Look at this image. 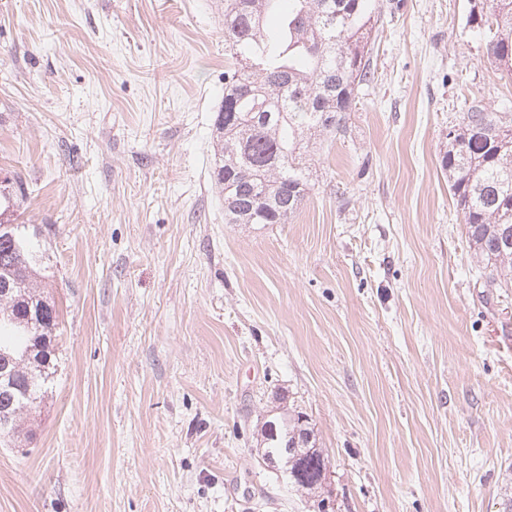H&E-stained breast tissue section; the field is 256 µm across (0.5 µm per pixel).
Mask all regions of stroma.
<instances>
[{"label": "stroma", "instance_id": "35a3bbf8", "mask_svg": "<svg viewBox=\"0 0 512 512\" xmlns=\"http://www.w3.org/2000/svg\"><path fill=\"white\" fill-rule=\"evenodd\" d=\"M373 79L284 224L213 184L224 0H0V181L44 225L59 367L0 446V512H320L258 426L303 412L327 512H502L512 289L485 285L441 167L512 78L469 0H373Z\"/></svg>", "mask_w": 512, "mask_h": 512}]
</instances>
